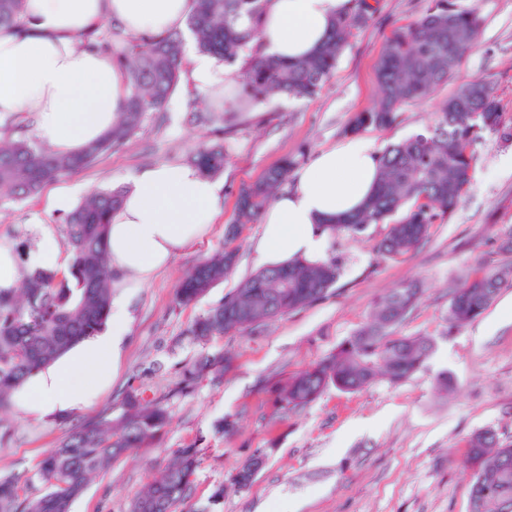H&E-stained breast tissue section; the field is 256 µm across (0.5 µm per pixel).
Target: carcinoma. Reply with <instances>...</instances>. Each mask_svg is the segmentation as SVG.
Wrapping results in <instances>:
<instances>
[{
	"mask_svg": "<svg viewBox=\"0 0 512 512\" xmlns=\"http://www.w3.org/2000/svg\"><path fill=\"white\" fill-rule=\"evenodd\" d=\"M25 0H0V30L22 29ZM349 12L332 22L327 42L314 55L286 63L263 53L257 40L266 0H193L187 30L196 48L220 64L236 69L241 88L237 108L228 111L221 100L192 113V121L220 133L233 126L239 113L281 98H314L336 69L354 33L371 23L377 8L368 0H350ZM250 27L238 26L240 17ZM482 30L477 8L460 10L453 0H427L422 16L395 30L386 40L375 67L377 102L355 113L346 131L394 126L404 105L432 97L453 79L460 59L472 49ZM81 46L112 58L127 76L126 109L112 129L76 155H61L28 136L23 127L0 123V201L33 197L48 184L88 169L122 148L142 129L146 115L161 112L183 82L185 35L171 31L135 36L109 21L79 36ZM512 140V120L505 119L491 84L473 79L443 97L432 122L421 132L389 145L382 153L380 183L364 209L331 227L333 235L358 234L372 224L387 225L377 244L385 260H397L417 250L432 225L451 217L474 176L472 147L484 134ZM223 145L200 144L190 164L206 175L224 169ZM301 158L286 157L236 194L234 223L252 224L288 180ZM125 187L115 186L87 195L60 225L68 255L63 270L25 269L17 291L0 288V411L11 394L29 377L82 341L103 330L112 306V279L105 248L110 216L122 202ZM34 243L27 236L13 239L21 263ZM239 259L234 238L224 249L201 259L175 289L179 306H191L224 283ZM339 280L336 259L310 264L293 261L264 268L242 281L235 293L193 320L186 335L206 345L214 337L243 334L257 326L305 308L330 293ZM512 288V269L486 266L458 278L448 308V328H459L479 317L502 289ZM421 294L416 283L395 289L350 337L310 368L275 383L272 410L286 413L303 408L327 390L357 392L384 380L397 385L419 372L432 353L433 341L402 336L397 326L414 309ZM233 358L221 351L206 353L183 367L174 393L199 380L219 384ZM166 405L130 390L96 417L82 422L27 472L0 473V512H71L89 476L133 448H147L170 424ZM267 452L258 449L214 486L209 506L188 512H211L227 490H249ZM201 449L191 443L174 451L173 463L152 478L133 499L127 512H174L189 497L202 465ZM471 475L470 500L481 512H498V501L512 499V442H502L490 429L471 435L462 459Z\"/></svg>",
	"mask_w": 512,
	"mask_h": 512,
	"instance_id": "carcinoma-1",
	"label": "carcinoma"
}]
</instances>
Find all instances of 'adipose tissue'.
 Returning <instances> with one entry per match:
<instances>
[{
  "label": "adipose tissue",
  "instance_id": "1",
  "mask_svg": "<svg viewBox=\"0 0 512 512\" xmlns=\"http://www.w3.org/2000/svg\"><path fill=\"white\" fill-rule=\"evenodd\" d=\"M192 8V0H25L26 30L0 32V117L17 119L56 153L80 152L124 111L128 83L109 57L80 48L78 36L109 20L132 34L180 29ZM349 8V0H268L260 28L265 53L288 62L313 55ZM381 152L375 139L351 135L297 167L292 186L260 216V266L326 261L330 224L364 206L377 185ZM222 201L221 185L189 164L155 165L134 176L108 230L111 327L27 380L23 408L51 413L93 404L116 371L128 330L126 289L149 284L208 236Z\"/></svg>",
  "mask_w": 512,
  "mask_h": 512
}]
</instances>
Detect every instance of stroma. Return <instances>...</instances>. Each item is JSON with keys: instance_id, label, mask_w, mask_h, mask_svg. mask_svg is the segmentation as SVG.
Here are the masks:
<instances>
[{"instance_id": "stroma-1", "label": "stroma", "mask_w": 512, "mask_h": 512, "mask_svg": "<svg viewBox=\"0 0 512 512\" xmlns=\"http://www.w3.org/2000/svg\"><path fill=\"white\" fill-rule=\"evenodd\" d=\"M454 2L478 8L483 19L479 40L462 58L454 84L489 81L512 117V0ZM424 3L379 0L372 23L353 36L318 96L258 106L256 114L221 134L227 153L217 176L224 185L223 208L202 242L175 258L150 285L127 289L131 322L114 383L80 411L41 414L12 405L5 417L8 433L0 440V472L33 470L69 431L132 385L146 398L167 397L171 424L153 447L132 450L94 476L72 512H124L173 451L194 441L204 456L190 498L198 507L246 456L259 448L268 451L253 486L225 495L215 512H468L471 477L461 465L466 439L491 428L512 442V319L501 314L512 288L502 289L481 316L453 331L447 328L448 303L461 272L481 264L512 266L497 241L512 225V170L503 162L512 154V141L488 133L474 146L475 177L461 205L431 227L414 254L381 261L375 244L386 231L382 224L335 238L330 254L340 266L337 287L304 309L243 335L213 338L204 347L185 336L195 318L257 272V223L240 227L238 264L224 284L192 307L174 300L183 274L223 246L242 183L285 157L311 155L344 137L353 113L374 104L375 65L383 44L395 28L418 20ZM209 99V93L180 87L164 111L147 116L126 147L63 178L71 192L65 206L56 205L51 184L35 198L0 205V241L32 233L37 224L57 230L67 210L91 192L128 184L145 167L187 162L208 137L206 129L191 124L190 111ZM434 111L430 100L407 104L397 125L369 135L384 145L399 141L426 127ZM412 280L422 282L423 293L397 331L433 340L420 372L397 386L380 381L355 393L331 389L304 409L272 415L268 388L273 382L313 365L367 322L393 288ZM217 350L235 357L221 384L205 380L170 396L185 363ZM154 363L162 365V373L147 375L146 367ZM444 372L453 376L456 390L442 397L435 384ZM221 418L235 422L234 433H213V422Z\"/></svg>"}]
</instances>
